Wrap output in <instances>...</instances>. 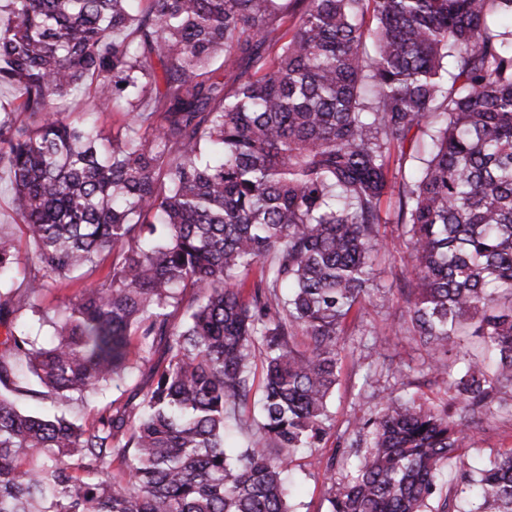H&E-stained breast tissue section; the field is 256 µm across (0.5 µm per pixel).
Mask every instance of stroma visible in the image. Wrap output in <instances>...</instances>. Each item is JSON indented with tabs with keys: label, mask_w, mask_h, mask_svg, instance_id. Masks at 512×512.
<instances>
[{
	"label": "stroma",
	"mask_w": 512,
	"mask_h": 512,
	"mask_svg": "<svg viewBox=\"0 0 512 512\" xmlns=\"http://www.w3.org/2000/svg\"><path fill=\"white\" fill-rule=\"evenodd\" d=\"M386 246L376 259L375 282L382 288L404 287L408 274L399 261L402 241L395 225L381 227ZM406 305L395 299L387 305L369 302L357 304L343 326L339 338L342 363L336 391L329 399L330 430L316 448V455L329 458L337 445L350 442L356 421L369 417L381 397L387 394L415 399L420 403L443 405L448 389L430 369V356L419 350L406 334ZM411 371V378H399V371ZM376 373L374 387H366L367 373ZM149 373L137 374L132 384L108 386L96 400L71 403V415L86 425H93L99 410L107 402H125L132 387L147 389ZM467 447L461 458L464 465H477L483 460L512 448V415L504 412H482L469 422ZM292 474L298 483L291 505L294 512H329L327 488L339 478V470L309 467L305 455H297Z\"/></svg>",
	"instance_id": "stroma-1"
}]
</instances>
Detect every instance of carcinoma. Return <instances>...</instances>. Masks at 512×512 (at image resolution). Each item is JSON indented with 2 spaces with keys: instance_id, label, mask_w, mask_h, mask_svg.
<instances>
[{
  "instance_id": "carcinoma-1",
  "label": "carcinoma",
  "mask_w": 512,
  "mask_h": 512,
  "mask_svg": "<svg viewBox=\"0 0 512 512\" xmlns=\"http://www.w3.org/2000/svg\"><path fill=\"white\" fill-rule=\"evenodd\" d=\"M294 2L10 0L0 171L34 259L16 281L0 231V512H291L343 324L392 301L373 284L389 222L407 337L458 408L384 396L326 463L329 512H512V449L440 482L469 415L512 414V0ZM77 88L90 108L63 111ZM104 111L123 114L110 136ZM468 329L484 355L455 367ZM160 350L90 428L18 404L85 401Z\"/></svg>"
}]
</instances>
